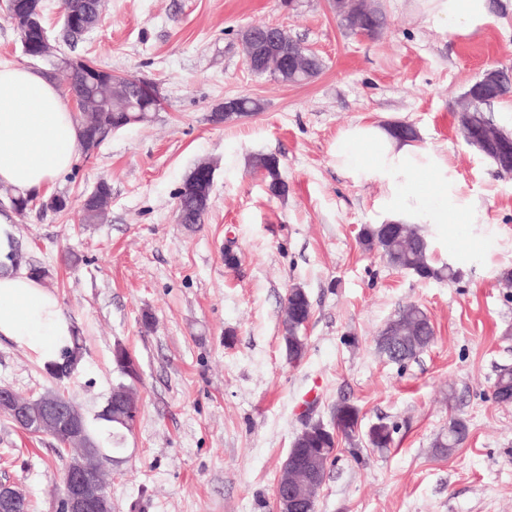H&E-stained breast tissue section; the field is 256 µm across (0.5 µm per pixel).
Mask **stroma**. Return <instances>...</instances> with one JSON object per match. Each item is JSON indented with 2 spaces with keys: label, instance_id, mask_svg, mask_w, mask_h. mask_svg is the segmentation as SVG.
Masks as SVG:
<instances>
[{
  "label": "stroma",
  "instance_id": "stroma-1",
  "mask_svg": "<svg viewBox=\"0 0 512 512\" xmlns=\"http://www.w3.org/2000/svg\"><path fill=\"white\" fill-rule=\"evenodd\" d=\"M388 26L377 39L340 28L327 0H107L100 25L76 42L62 0H41L50 41L113 73L152 79L162 100L150 122L115 132L91 158L76 156L51 185L70 205L31 204L17 215L0 189V222L79 336L81 360L64 381L0 338V385L26 398L53 389L87 418L101 411L123 345L137 361L140 410L112 467V512H275L282 463L306 417L329 421L339 401L362 427L396 425L389 448L339 442L316 512H512V404L490 397L512 367V176L463 140L456 102L486 68L512 70V0H490L491 21L466 39L416 16L411 0H378ZM273 24L324 62L314 81L254 76L239 32ZM0 63L46 69L25 56L0 0ZM260 99L259 115L217 125L224 100ZM361 118L413 125L443 151L461 190L483 209L464 225L470 257L448 246L455 225L427 224L434 258L457 263L456 282L422 280L364 251L359 232L383 221L381 191L337 170L336 135ZM276 154L288 192L271 196L250 161ZM214 167L203 224L178 223V191L200 161ZM112 206L99 224L81 201L99 180ZM237 252L236 269L224 250ZM80 262L68 268L66 252ZM303 286L313 314L307 350L289 363L281 340L288 289ZM416 304L435 327L432 345L399 366L377 338L399 307ZM467 441L434 446L450 418ZM56 443L0 414V482L54 512L63 491Z\"/></svg>",
  "mask_w": 512,
  "mask_h": 512
}]
</instances>
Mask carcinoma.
<instances>
[{
    "mask_svg": "<svg viewBox=\"0 0 512 512\" xmlns=\"http://www.w3.org/2000/svg\"><path fill=\"white\" fill-rule=\"evenodd\" d=\"M63 11L68 13H87L96 16L94 0H62ZM340 26L347 30L358 29L366 38L379 37L386 25V17L380 7H374L364 0H336L331 5ZM265 25L256 26L254 40L245 41L243 52L248 61L249 70L259 76H267L278 80L276 72L280 70L277 56H258L253 52L255 45L265 42L263 36ZM67 93L73 99L85 98L89 101L92 112L81 118V139L79 146L87 151L86 143L112 134L113 129L121 130L129 125L141 123L151 118L149 112L137 111L139 89L135 78L127 80L123 92L108 94L105 109H100L101 95L92 94L82 78L68 80ZM493 123L486 115L484 108H473L460 115V130L463 134H473ZM497 169L503 174H512V141L498 148L495 153ZM251 166L262 172L267 190L273 196H281L288 191V185L281 174V163L273 153L257 154L252 158ZM112 199V187L108 183L100 185L95 191L93 201L82 208V221L85 224H98L107 217L109 202ZM178 208L185 214L184 223L202 224L208 212L209 204L198 200L196 190L188 183H183L178 192ZM360 245L368 252L378 251L394 268L409 270L422 280H448L459 278L458 269L446 262H435L430 255L429 242L425 236L412 224H369L360 232ZM284 320L282 324V340L289 362L303 359L306 343L300 336L301 329L312 316V304L306 290L295 285L288 289L284 302ZM434 339V327L427 314L420 307L407 305L399 309L396 316L387 324L379 336L378 350L395 364L404 365L423 352ZM113 364L119 379L112 387V409L105 415H97V420L112 424V443H121L124 433L131 430L134 423L133 412L139 410V394L137 384L141 381L138 371L128 373L119 366V359L131 357L130 352L118 345L112 352ZM512 397V368L504 366L499 369L492 386V397L499 402L503 396ZM35 417L42 415L48 407L59 410L72 409L79 412L76 404L65 394L48 390L40 396L24 400ZM332 420L336 421V429L350 442L359 437L361 424L359 409L345 401L336 403L332 411ZM32 435L50 434L57 443V456L63 462L62 472L70 468L71 448H84L92 445L103 459H108L104 448L93 434L88 420H83V427L76 434L55 432L45 427H24ZM394 427L384 420L369 426L366 432L368 446L372 448H387L393 441ZM469 435V426L461 418H452L448 422V430L438 437L435 447L448 453L461 447ZM334 434L322 430L316 422L306 425L298 432L289 448L290 455L302 456L307 448H334Z\"/></svg>",
    "mask_w": 512,
    "mask_h": 512,
    "instance_id": "carcinoma-1",
    "label": "carcinoma"
}]
</instances>
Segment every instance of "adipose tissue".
Wrapping results in <instances>:
<instances>
[{"label":"adipose tissue","instance_id":"obj_1","mask_svg":"<svg viewBox=\"0 0 512 512\" xmlns=\"http://www.w3.org/2000/svg\"><path fill=\"white\" fill-rule=\"evenodd\" d=\"M414 12L449 34L466 37L490 20L489 0H412ZM80 125L64 91L27 66L0 67V185L41 193L73 163ZM336 167L356 182L372 181L395 224L477 223L473 198L440 151L392 135L389 124L368 119L336 136ZM9 236L0 231V336L41 363L59 361L71 345V325L57 297L40 280L12 268Z\"/></svg>","mask_w":512,"mask_h":512}]
</instances>
